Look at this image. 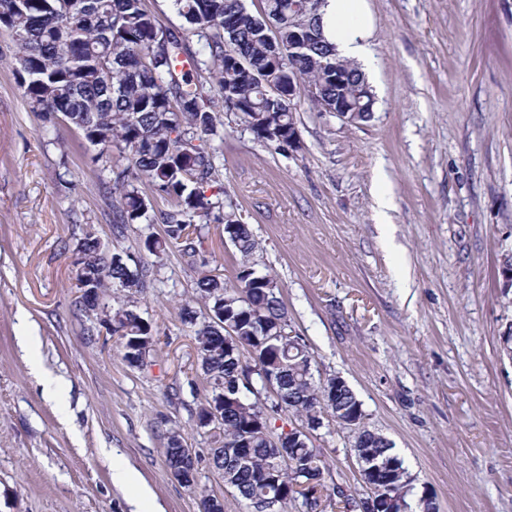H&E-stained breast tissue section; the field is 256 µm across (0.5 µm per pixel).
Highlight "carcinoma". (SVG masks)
I'll list each match as a JSON object with an SVG mask.
<instances>
[{"instance_id":"1","label":"carcinoma","mask_w":512,"mask_h":512,"mask_svg":"<svg viewBox=\"0 0 512 512\" xmlns=\"http://www.w3.org/2000/svg\"><path fill=\"white\" fill-rule=\"evenodd\" d=\"M188 24L182 32L163 27L143 0H0V26L12 35L25 65L15 77L32 111L65 114L69 125L100 147L98 158L110 159L112 148L127 164L112 171V235L119 239L132 224L163 226V236H148L144 249L156 259L175 247L191 264L208 260L197 220L224 225V237L240 255L235 282L204 270L196 295L209 309L201 320L186 303L181 318L193 328L197 359L208 394L196 413L203 425L208 407L219 409L221 448L210 449V465L223 473L224 484L249 505L275 504L276 512L291 501L318 509L332 500L324 482L319 449L298 432L278 448L272 424L290 413L309 430L322 425V414L356 430L354 447L376 465L377 478L361 476L363 484L384 480L388 493L409 512L412 478L384 435L361 426L362 404L348 384L329 376L315 378L313 355L304 339L279 336L288 331V311L280 286L257 269L259 249L249 225L233 205L207 195L218 174L217 149L224 140L222 115L255 139L280 150L296 124L288 103V71L297 67L304 83L321 85L310 99L319 112L336 109L341 100L373 116V94L358 67L338 59L324 40L319 9L323 0H261L249 10L244 0H173ZM313 37L302 54L288 52L296 34ZM203 40L204 58L192 54L189 40ZM218 87L219 98L211 95ZM147 181L172 209L152 213L150 200L137 184ZM78 280L103 294L113 286L128 291L106 314L112 335L131 367L144 364L155 342L150 322L133 296L148 287L154 265L126 251H109L88 232L78 246ZM248 351L251 360L244 359ZM273 378L276 396L249 400L250 375ZM166 465L197 469L198 458L182 448L172 433L164 448Z\"/></svg>"}]
</instances>
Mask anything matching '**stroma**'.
<instances>
[{
  "label": "stroma",
  "mask_w": 512,
  "mask_h": 512,
  "mask_svg": "<svg viewBox=\"0 0 512 512\" xmlns=\"http://www.w3.org/2000/svg\"><path fill=\"white\" fill-rule=\"evenodd\" d=\"M373 117L346 124L294 102L301 150L224 127L219 183L250 224L321 377H342L366 428L395 446L412 501L438 512H512V0H370ZM0 28V512H132L112 466L137 470L164 512L202 495L248 512L208 462L207 384L180 309L198 271L168 250L137 297L156 345L129 366L107 324L78 304L86 228L143 254L149 229L114 240L96 150L31 111ZM389 207L379 213L377 199ZM203 247L226 283L238 255L222 225ZM40 340L28 347L24 323ZM66 399L45 397L41 372ZM199 459L195 487L165 464L170 433ZM355 430L324 417L311 441L328 489L363 498Z\"/></svg>",
  "instance_id": "1"
}]
</instances>
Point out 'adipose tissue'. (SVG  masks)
<instances>
[{
  "instance_id": "obj_1",
  "label": "adipose tissue",
  "mask_w": 512,
  "mask_h": 512,
  "mask_svg": "<svg viewBox=\"0 0 512 512\" xmlns=\"http://www.w3.org/2000/svg\"><path fill=\"white\" fill-rule=\"evenodd\" d=\"M320 16L323 35L337 56L357 61L360 72L368 73L374 20L367 0H324Z\"/></svg>"
}]
</instances>
